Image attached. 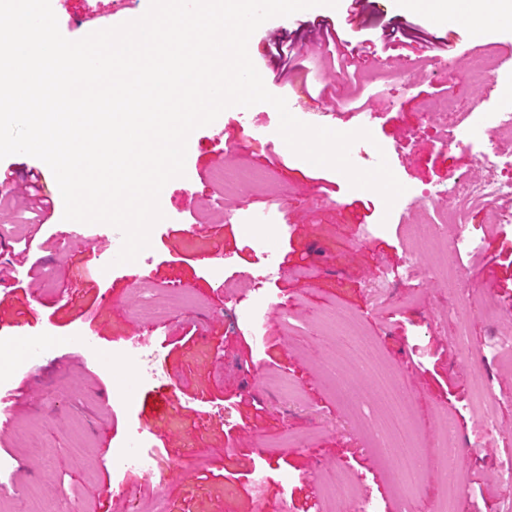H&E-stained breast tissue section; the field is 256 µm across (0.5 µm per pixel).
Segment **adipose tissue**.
<instances>
[{"label": "adipose tissue", "mask_w": 512, "mask_h": 512, "mask_svg": "<svg viewBox=\"0 0 512 512\" xmlns=\"http://www.w3.org/2000/svg\"><path fill=\"white\" fill-rule=\"evenodd\" d=\"M403 9L427 7L436 16L475 28L512 21V0H400Z\"/></svg>", "instance_id": "adipose-tissue-1"}]
</instances>
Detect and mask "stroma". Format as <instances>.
<instances>
[{
  "label": "stroma",
  "mask_w": 512,
  "mask_h": 512,
  "mask_svg": "<svg viewBox=\"0 0 512 512\" xmlns=\"http://www.w3.org/2000/svg\"><path fill=\"white\" fill-rule=\"evenodd\" d=\"M360 17L348 0L335 10L300 11L306 32L283 34L304 46L292 81H266L302 122L341 132L359 116L344 106L361 97L374 115L368 128L387 162L415 196L447 190L469 171L473 154L454 145L463 115L493 110L504 88L473 84L463 66L433 81L413 71L432 61L437 42L473 37L470 27L417 11L397 0H365ZM141 0H59L54 13L70 40L112 19L142 13ZM370 47L356 50L342 72L323 47L318 24ZM342 89L343 104L330 92ZM454 97L453 109L442 108ZM279 115L267 103L224 110L188 139L184 176L160 194L164 214L150 248L123 270L110 268V225L59 248L63 206L40 209L29 192L0 189V336L12 360L35 344L47 347L34 372H14L0 389L12 426L0 434V460L19 493L10 512H325L321 497L337 467L360 475L381 512H436L443 481L430 464L407 504H400L387 458L370 448L360 423L375 420L374 403L349 407L329 381L342 339L335 324L352 321L373 345L376 361L404 386L416 431L437 435L441 412L456 417L469 487L457 512H512V482L498 480L493 461L512 450V371L502 370L481 318L469 324L473 354L456 349L457 324L448 309L457 297L438 278L396 282L388 301L370 282L399 267L410 246L402 225L413 201L386 208L371 190L350 186L342 173L297 157L278 135ZM270 173L264 185L225 189L218 170ZM463 259L470 296L501 301L512 319V224L491 233ZM223 275L211 272L214 260ZM260 281L263 338L254 343L239 324L224 282ZM156 325L158 377L141 384L124 351L138 329ZM493 389L495 422L470 444L477 411L471 403V362ZM166 395L163 411L149 402ZM142 428L168 469L141 491L114 494L123 475L111 460ZM265 472L255 490L256 472Z\"/></svg>",
  "instance_id": "1"
}]
</instances>
